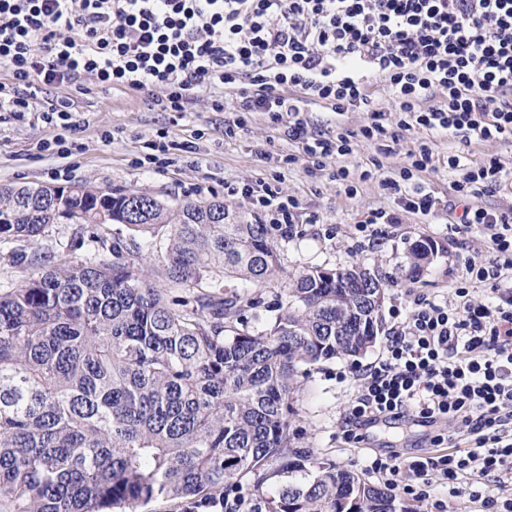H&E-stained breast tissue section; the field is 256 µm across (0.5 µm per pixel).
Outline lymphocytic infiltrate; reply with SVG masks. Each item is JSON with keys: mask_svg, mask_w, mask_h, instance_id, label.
Returning a JSON list of instances; mask_svg holds the SVG:
<instances>
[{"mask_svg": "<svg viewBox=\"0 0 512 512\" xmlns=\"http://www.w3.org/2000/svg\"><path fill=\"white\" fill-rule=\"evenodd\" d=\"M2 70L9 79L0 82V112L15 119H25L43 89H58L37 115L51 134L35 149L60 159L79 150L84 130L74 92L130 91L148 110L183 115L202 97L215 112L233 99L225 138H237L246 114L266 113L302 149L283 164L304 163L313 175L336 161L332 177L350 197L372 173L349 169L347 157L418 133L406 166L379 182L396 209L371 210L362 232L399 223L403 211L437 213L441 201L423 185L439 170L426 136L448 135L462 208L451 229L480 230L489 249L465 257L455 306L416 293L392 306L397 325L380 357L350 369L356 391L343 435L363 442V429L380 419L459 424L466 443L437 434L431 451L408 463L412 494L425 504L434 477L454 486L469 476H512V205L469 204L512 196V168L462 153L475 143L512 144V0H0ZM379 95L390 111L376 107ZM318 109L334 116L326 128L310 118ZM347 112L365 113L359 131L343 126ZM203 135L197 128L176 142L159 134L135 164L161 173L171 152L195 153ZM224 192L247 199L263 224L321 221L262 177L225 183ZM476 284L491 288L494 303L473 301Z\"/></svg>", "mask_w": 512, "mask_h": 512, "instance_id": "obj_1", "label": "lymphocytic infiltrate"}]
</instances>
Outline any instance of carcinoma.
I'll return each mask as SVG.
<instances>
[{
	"instance_id": "1",
	"label": "carcinoma",
	"mask_w": 512,
	"mask_h": 512,
	"mask_svg": "<svg viewBox=\"0 0 512 512\" xmlns=\"http://www.w3.org/2000/svg\"><path fill=\"white\" fill-rule=\"evenodd\" d=\"M65 218L77 226L72 250L87 226L136 235L110 246L94 235L108 258L9 255L34 273L0 293V512H145L160 498L180 512H405L292 442L307 368L374 345L387 299L379 275L304 269L251 330L241 315L258 306L254 289L278 280L288 225L222 200L173 209L110 187L0 186V242L36 244ZM160 232L162 264L150 271L137 236ZM432 247L411 245L412 274ZM155 274L189 292L156 287ZM226 280L243 290L224 294ZM270 464L305 478L266 499Z\"/></svg>"
}]
</instances>
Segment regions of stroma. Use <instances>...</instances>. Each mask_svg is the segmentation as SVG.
<instances>
[{"label":"stroma","mask_w":512,"mask_h":512,"mask_svg":"<svg viewBox=\"0 0 512 512\" xmlns=\"http://www.w3.org/2000/svg\"><path fill=\"white\" fill-rule=\"evenodd\" d=\"M57 94V89H44L32 104V115L25 120L0 114V185L67 186L90 182L103 188L153 196L172 207L187 201L221 197L229 208L247 212L251 206L245 199L225 197V183L258 177L277 179L283 192L299 197L322 217L318 224L295 225L288 240L281 242L280 258L285 270L293 273L315 265L334 269L354 262L364 264L382 276L387 288L386 303L390 306L405 302L411 291L436 302H455L454 285L462 274L463 258L488 249L480 234L451 233L448 223L453 216L443 210L429 219L408 214L401 223L382 225V234L377 239L358 232V224L371 209L392 206V198L384 195L378 181L405 165L408 152L415 146L416 134H406L389 154L377 153L365 144L346 159L347 167L375 171L374 178L363 183L357 196L350 198L339 193L335 181L329 177L309 175L304 164L285 168L276 162V155L297 153L298 147L289 143L282 129L274 127L262 114H250L236 143L229 145L224 141L223 113L209 111L206 101H199L193 120L188 121L174 112L148 110L138 97L114 92L76 99L75 111L86 121L83 147L65 165L69 168L67 176L58 178L54 172L63 166L60 161L36 155L33 150L37 141L50 134L35 114ZM104 128L115 130L112 143L101 140L100 131ZM196 128L205 131L197 142V159L175 156L164 174L135 167V158L158 134L183 139ZM257 143L272 152V160L263 161L255 156L252 147ZM421 238L433 241L438 253L431 264L413 277L408 271V250ZM379 352L375 346L353 361L333 359L310 367L304 389L295 403L303 420L298 441L312 448L318 460L350 469L378 486L383 479L369 469L368 461L378 449H393L401 467L400 486L394 489L393 495L403 512H421V504L404 493L402 487L409 481L407 461L429 450L435 432L432 428L379 423L369 428L368 440L358 444L347 442L342 434V422L355 382L350 377L338 379L337 374L352 364L374 361Z\"/></svg>","instance_id":"35a3bbf8"}]
</instances>
